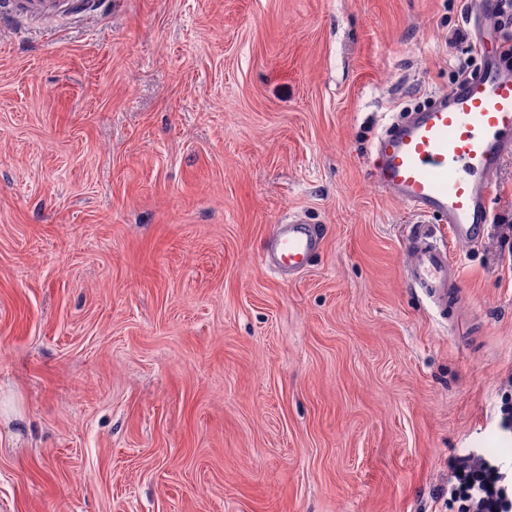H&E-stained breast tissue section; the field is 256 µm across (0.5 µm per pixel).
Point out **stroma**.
<instances>
[{
  "label": "stroma",
  "instance_id": "1",
  "mask_svg": "<svg viewBox=\"0 0 512 512\" xmlns=\"http://www.w3.org/2000/svg\"><path fill=\"white\" fill-rule=\"evenodd\" d=\"M475 0H97L0 13V512H457L512 458V156L491 233L425 220L376 137L449 91ZM322 228L280 279L274 225ZM410 260L405 277L437 308L439 316L447 320L448 302L455 298L459 287V266L448 249L440 243L436 233L421 231L408 245ZM512 463L492 462L474 451L448 461V501L459 512H511ZM510 471V478H509Z\"/></svg>",
  "mask_w": 512,
  "mask_h": 512
}]
</instances>
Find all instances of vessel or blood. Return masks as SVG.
<instances>
[{"mask_svg":"<svg viewBox=\"0 0 512 512\" xmlns=\"http://www.w3.org/2000/svg\"><path fill=\"white\" fill-rule=\"evenodd\" d=\"M511 154L512 69L489 55L477 75L379 136L370 166L377 187L446 224L452 239L479 244L492 223L486 200ZM322 240L316 226L298 218L275 225L266 263L281 275L297 276ZM408 249L406 279L446 316L459 286L458 264L428 230L415 235Z\"/></svg>","mask_w":512,"mask_h":512,"instance_id":"1","label":"vessel or blood"}]
</instances>
